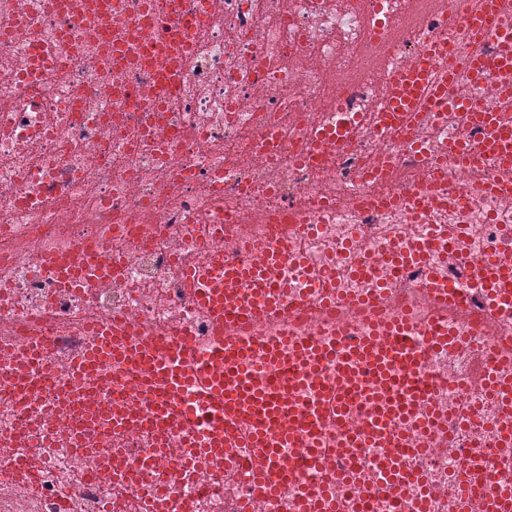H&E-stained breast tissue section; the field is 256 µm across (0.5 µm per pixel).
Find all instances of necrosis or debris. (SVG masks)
I'll return each instance as SVG.
<instances>
[{
    "mask_svg": "<svg viewBox=\"0 0 512 512\" xmlns=\"http://www.w3.org/2000/svg\"><path fill=\"white\" fill-rule=\"evenodd\" d=\"M108 24L76 4L0 0V357L45 316L64 336L50 353L51 380L26 368L29 389L0 367V512H127L137 490L118 488L106 458L92 455L97 430L73 442L59 412L70 382L69 358L91 342L83 324L108 318L143 333L181 330L210 347L211 321L182 284L185 268L205 263L215 246L250 259L245 246L282 235L291 249L273 273L288 298L251 329L258 339L293 333L325 345L338 334L365 336L372 323L410 307L430 317L427 293L437 283L465 294L471 319L435 344L415 336L423 409L396 425L410 447L401 485L407 512H483L463 498L459 477L470 452L486 453L493 487H512V403L488 401L478 362L512 377V309L495 327L480 319L486 289L471 274L488 259L512 261V195L489 190L505 170L462 166L452 147L474 137L459 107L471 99L512 125V96L488 69L475 77L467 62L494 59V39L471 36L464 21L481 0H454L459 20L414 15V0H197L192 23L181 0H102ZM450 44V58L430 71L447 83L448 105L434 115L385 126L381 106L392 72L408 66L428 42ZM182 43L178 81L168 85L157 46ZM343 129L347 141L321 149L320 132ZM430 183L445 205L414 215L403 197ZM393 205L368 208L376 196ZM95 249L116 267L110 281L70 285L50 260ZM423 252V264L392 278L387 257ZM359 259L366 277L349 274ZM331 276L342 304L319 310V285ZM443 409L446 426L423 433L427 409ZM133 455L153 454L154 482L175 481L193 512H289L305 494L326 512H356L358 489L385 483L376 444L358 448V467L344 479V459L319 470L301 451L279 460L297 469L275 498L249 496V467L204 461L180 469L175 452L156 451L152 434L133 429L112 440ZM30 459L35 482L14 475V457ZM102 476L93 485L88 467Z\"/></svg>",
    "mask_w": 512,
    "mask_h": 512,
    "instance_id": "1",
    "label": "necrosis or debris"
}]
</instances>
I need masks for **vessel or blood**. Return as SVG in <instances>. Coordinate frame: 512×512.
Here are the masks:
<instances>
[{
    "mask_svg": "<svg viewBox=\"0 0 512 512\" xmlns=\"http://www.w3.org/2000/svg\"><path fill=\"white\" fill-rule=\"evenodd\" d=\"M482 13L471 16L467 27L473 35L495 37L505 48L498 61L500 69L512 71V28L497 23V0H483ZM447 47L429 43L428 53L413 69L390 75L385 112H419L424 103L443 102L440 90L424 96L431 57L447 54ZM476 124L490 128V143L460 144L457 156L467 166L492 161L503 170L512 168V125L492 124L477 103H469ZM492 286L488 290L490 311L512 304V264L493 260ZM185 287L191 288L197 305L213 319L217 350L198 348L191 333L176 331L165 337L118 340L115 330L99 327L94 343L75 351L69 361L75 381L94 383L104 372L114 379L139 381L149 424L158 432L164 447L183 451L184 470H192L199 460L229 458L231 464L252 469L251 495L275 497L282 483L294 470L276 465L281 447H305L307 461L321 465L323 449L318 448L315 432L327 422L343 424L353 405L366 407L372 424L364 433L344 432L339 444L341 455L379 437L385 423L416 409L424 393L419 385L418 352L412 343L414 327L407 317L375 322L371 337L329 348L302 336H284L259 342L246 335L256 316L279 307L283 293L266 269L245 261L214 253L208 264L189 267L183 272ZM252 301H245L244 293ZM37 343L21 342L24 364L40 362L58 342L56 333L38 327ZM336 360L335 380H325L322 363ZM285 364L292 384L305 386L316 394L314 402L291 405L287 386L261 382L258 371L270 364ZM193 387L196 403L205 415L207 442L197 440L191 426L193 414L184 402L186 387ZM68 418L83 417L84 400L70 394ZM88 417V416H85ZM90 423L106 425L118 434L135 424V417L113 406L99 407ZM252 448L255 456L243 459L239 447ZM490 472L484 458L473 459L461 475L463 495H475L480 485L489 483ZM137 512H189L188 504L167 486L154 487L138 499Z\"/></svg>",
    "mask_w": 512,
    "mask_h": 512,
    "instance_id": "b4317fda",
    "label": "vessel or blood"
}]
</instances>
